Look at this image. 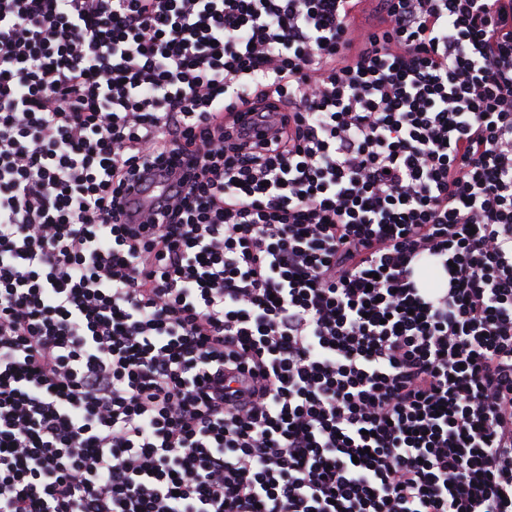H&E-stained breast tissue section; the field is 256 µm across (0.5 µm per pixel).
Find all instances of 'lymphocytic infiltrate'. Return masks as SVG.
I'll return each instance as SVG.
<instances>
[{
	"instance_id": "1",
	"label": "lymphocytic infiltrate",
	"mask_w": 512,
	"mask_h": 512,
	"mask_svg": "<svg viewBox=\"0 0 512 512\" xmlns=\"http://www.w3.org/2000/svg\"><path fill=\"white\" fill-rule=\"evenodd\" d=\"M360 2L0 0V512H512V0Z\"/></svg>"
}]
</instances>
